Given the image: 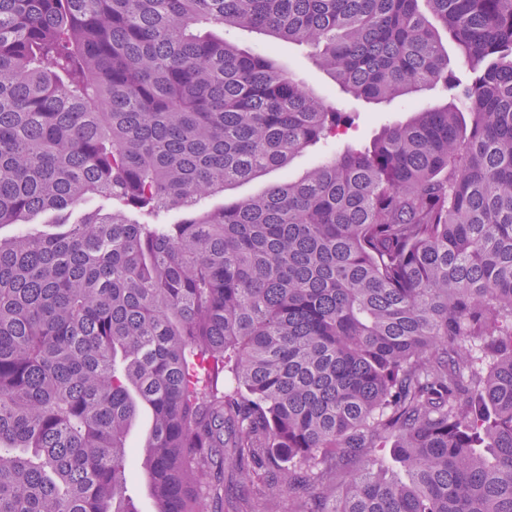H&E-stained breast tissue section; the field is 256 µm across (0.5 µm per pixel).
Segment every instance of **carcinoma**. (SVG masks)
<instances>
[{"label":"carcinoma","mask_w":512,"mask_h":512,"mask_svg":"<svg viewBox=\"0 0 512 512\" xmlns=\"http://www.w3.org/2000/svg\"><path fill=\"white\" fill-rule=\"evenodd\" d=\"M203 25L446 103L201 211L345 121ZM46 212L0 239V512H138L133 462L155 512H512V0H0V226Z\"/></svg>","instance_id":"cac0c4a2"}]
</instances>
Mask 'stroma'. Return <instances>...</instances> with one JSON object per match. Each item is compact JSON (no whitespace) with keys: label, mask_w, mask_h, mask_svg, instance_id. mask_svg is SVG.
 Masks as SVG:
<instances>
[{"label":"stroma","mask_w":512,"mask_h":512,"mask_svg":"<svg viewBox=\"0 0 512 512\" xmlns=\"http://www.w3.org/2000/svg\"><path fill=\"white\" fill-rule=\"evenodd\" d=\"M224 37L244 49L273 48L279 62L285 65L296 79L337 110L350 113L353 122L350 126L344 127L342 134L307 148L297 155L287 168L268 172L233 189L202 197L198 206L203 210L217 209L229 201L260 194L269 185L282 180L300 178L315 162L348 146L368 145L383 127L406 122L416 109L435 105L443 100L441 92L431 90L414 97L402 96L381 104H369L342 93L327 72L316 66L306 46L276 40L255 30L229 27L225 28Z\"/></svg>","instance_id":"stroma-1"}]
</instances>
